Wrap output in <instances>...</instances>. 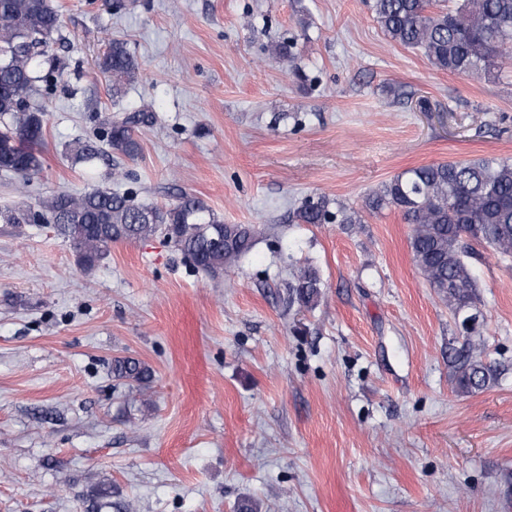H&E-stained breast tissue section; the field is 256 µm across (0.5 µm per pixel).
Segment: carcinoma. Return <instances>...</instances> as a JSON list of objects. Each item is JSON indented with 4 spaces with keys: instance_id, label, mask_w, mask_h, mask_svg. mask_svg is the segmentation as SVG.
<instances>
[{
    "instance_id": "1",
    "label": "carcinoma",
    "mask_w": 512,
    "mask_h": 512,
    "mask_svg": "<svg viewBox=\"0 0 512 512\" xmlns=\"http://www.w3.org/2000/svg\"><path fill=\"white\" fill-rule=\"evenodd\" d=\"M374 18L391 40L423 50L436 70L475 77L512 62V0H372ZM60 14L53 0H0V170L22 177L41 171L44 108L36 100L58 81L55 67H42ZM112 75V94L135 81L139 62L128 42L114 38L99 60ZM152 121L148 112H133L102 123L98 137L111 152L128 159L140 153L136 131ZM75 157L94 163L101 157L89 141H77ZM372 213L394 210L412 225L410 247L425 280L458 318L476 309L478 285L467 258L473 245H486L502 257L512 256V163L497 158L448 162L410 168L368 195ZM76 250L78 262L91 268L116 242L165 235L198 266L214 275L228 271L250 251L258 229L253 224H226L200 200L188 195L177 202L137 205L109 190L80 195L54 192L34 206L0 208L5 224H30L32 213ZM300 224H360L362 216L325 195H310L295 212ZM318 272L307 267L288 282V301L309 305L320 295ZM119 380L143 381L148 367L134 358H116ZM496 377L476 347L454 359L458 392L482 390Z\"/></svg>"
}]
</instances>
